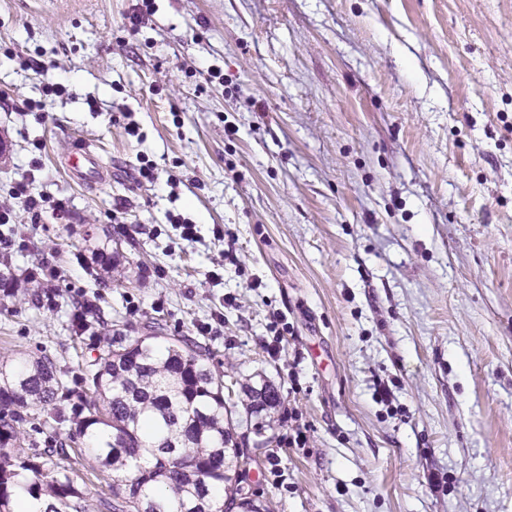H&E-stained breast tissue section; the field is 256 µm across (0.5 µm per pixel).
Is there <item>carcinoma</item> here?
I'll use <instances>...</instances> for the list:
<instances>
[{
	"instance_id": "1",
	"label": "carcinoma",
	"mask_w": 512,
	"mask_h": 512,
	"mask_svg": "<svg viewBox=\"0 0 512 512\" xmlns=\"http://www.w3.org/2000/svg\"><path fill=\"white\" fill-rule=\"evenodd\" d=\"M206 350L153 328L119 334L86 369L78 403L54 360L28 354L0 358V512H17L22 497L35 512H87L71 455L112 473L104 512H260L235 472L240 452L224 404L223 374ZM270 386L252 391V409L272 408ZM75 426L80 446H24L27 424ZM223 491L221 510L213 492Z\"/></svg>"
}]
</instances>
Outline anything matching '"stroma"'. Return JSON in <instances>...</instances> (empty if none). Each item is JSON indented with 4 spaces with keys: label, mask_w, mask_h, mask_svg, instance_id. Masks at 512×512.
<instances>
[{
    "label": "stroma",
    "mask_w": 512,
    "mask_h": 512,
    "mask_svg": "<svg viewBox=\"0 0 512 512\" xmlns=\"http://www.w3.org/2000/svg\"><path fill=\"white\" fill-rule=\"evenodd\" d=\"M27 177L68 210L0 226L8 267L61 276L0 302V355L78 392L156 322L210 349L270 512H512V0H0V204ZM63 165L71 178L78 183L93 185L103 177V168L97 153L86 145L70 150Z\"/></svg>",
    "instance_id": "stroma-1"
}]
</instances>
